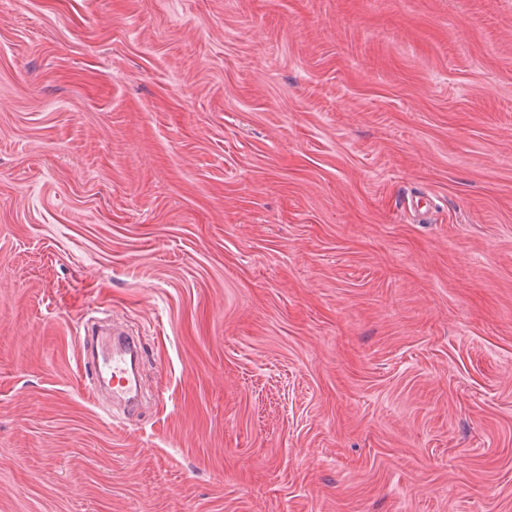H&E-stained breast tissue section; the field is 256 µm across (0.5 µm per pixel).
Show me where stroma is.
I'll list each match as a JSON object with an SVG mask.
<instances>
[{
  "mask_svg": "<svg viewBox=\"0 0 512 512\" xmlns=\"http://www.w3.org/2000/svg\"><path fill=\"white\" fill-rule=\"evenodd\" d=\"M0 512H512V0H0ZM100 335V336H99ZM113 335V336H112ZM112 336V343L109 340ZM82 350L81 381L84 391L98 398L101 383L109 381L112 401L124 402L126 416L138 408L142 386L135 370L140 344L135 338L117 331L79 336Z\"/></svg>",
  "mask_w": 512,
  "mask_h": 512,
  "instance_id": "1",
  "label": "stroma"
}]
</instances>
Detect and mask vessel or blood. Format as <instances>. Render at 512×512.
<instances>
[{"mask_svg": "<svg viewBox=\"0 0 512 512\" xmlns=\"http://www.w3.org/2000/svg\"><path fill=\"white\" fill-rule=\"evenodd\" d=\"M80 347L84 391L95 396L101 388H108L113 401L123 403L127 414H134L142 391L135 370L140 350L136 339L120 331L88 334L81 337Z\"/></svg>", "mask_w": 512, "mask_h": 512, "instance_id": "vessel-or-blood-1", "label": "vessel or blood"}]
</instances>
